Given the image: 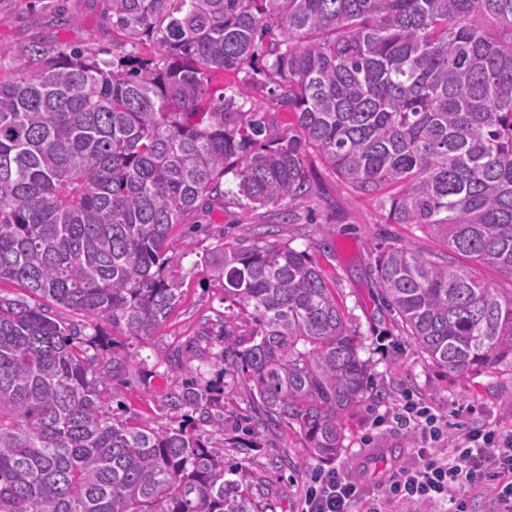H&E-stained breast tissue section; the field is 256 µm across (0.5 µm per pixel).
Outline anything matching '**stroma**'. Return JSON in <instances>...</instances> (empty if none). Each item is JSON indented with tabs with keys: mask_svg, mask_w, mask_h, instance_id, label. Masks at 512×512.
<instances>
[{
	"mask_svg": "<svg viewBox=\"0 0 512 512\" xmlns=\"http://www.w3.org/2000/svg\"><path fill=\"white\" fill-rule=\"evenodd\" d=\"M111 7V0H0V47L14 50L41 42L111 58ZM63 13L68 16L64 24L59 21ZM308 162L317 177L315 194L295 202L297 223H282L272 209L228 207L204 216V231L189 233L184 224L175 229L173 250L185 255L181 302L158 334L135 343L152 373L151 384L125 389V404L142 421L162 416L168 352L194 335L204 318L224 308L223 289L205 257L221 237L248 238L258 225H271L273 242L315 252L328 284L361 334L362 358L372 365L369 395L345 421L344 446L335 464L363 483L382 512H407L385 500L383 486L397 467L413 461L417 441L409 431L376 426L378 410L394 406L411 391L445 416L449 437L484 427L507 434L512 432V373L451 376L413 345L378 295L373 258L392 245L433 252L439 250V242L408 225L386 223L374 199L354 193L326 173L316 157ZM254 412L248 391L225 385L224 433L214 436L213 442L225 457L242 459L266 512H298L305 481L323 463L311 456L299 435L284 428L267 430L261 448L240 455L234 447L240 437L235 426Z\"/></svg>",
	"mask_w": 512,
	"mask_h": 512,
	"instance_id": "1",
	"label": "stroma"
}]
</instances>
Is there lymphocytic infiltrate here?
Returning a JSON list of instances; mask_svg holds the SVG:
<instances>
[{
	"label": "lymphocytic infiltrate",
	"mask_w": 512,
	"mask_h": 512,
	"mask_svg": "<svg viewBox=\"0 0 512 512\" xmlns=\"http://www.w3.org/2000/svg\"><path fill=\"white\" fill-rule=\"evenodd\" d=\"M395 421L421 438L416 463L399 468L386 483L389 499L408 506L437 507L448 502L453 512H468V496L490 489L494 512H512V434L493 428L458 436L448 459L437 447L448 435V424L420 399L406 397ZM366 495L339 469L314 473L304 487L300 512H351Z\"/></svg>",
	"instance_id": "obj_1"
}]
</instances>
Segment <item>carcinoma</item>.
<instances>
[{"label":"carcinoma","instance_id":"1","mask_svg":"<svg viewBox=\"0 0 512 512\" xmlns=\"http://www.w3.org/2000/svg\"><path fill=\"white\" fill-rule=\"evenodd\" d=\"M112 30L110 59L0 49V283L24 289L0 294V512H263L211 445L208 367L252 395L244 435L293 429L336 459L372 367L315 256L262 233L215 247L239 312L167 354V421L134 423L122 400L144 363L126 342L180 302L173 228L312 197L311 149L385 223L442 244L375 257L418 350L450 374L512 371V0H112ZM141 44L154 55L125 50ZM224 72L288 122L210 90Z\"/></svg>","mask_w":512,"mask_h":512}]
</instances>
